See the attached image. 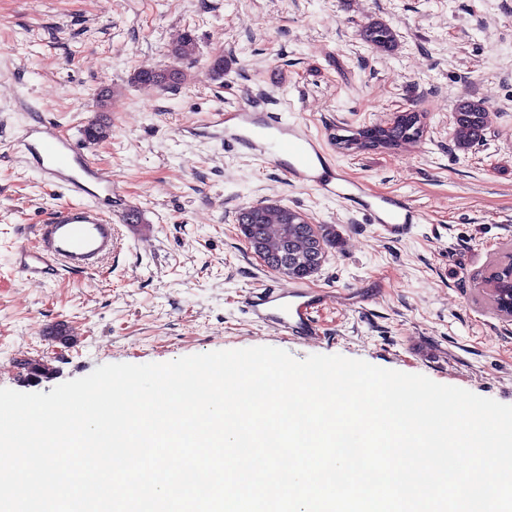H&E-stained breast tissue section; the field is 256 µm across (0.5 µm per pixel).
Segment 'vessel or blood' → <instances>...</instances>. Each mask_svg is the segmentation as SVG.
<instances>
[{"label": "vessel or blood", "mask_w": 512, "mask_h": 512, "mask_svg": "<svg viewBox=\"0 0 512 512\" xmlns=\"http://www.w3.org/2000/svg\"><path fill=\"white\" fill-rule=\"evenodd\" d=\"M208 125L226 147L260 161L289 182L350 204L371 223L382 225L391 239L408 237L424 221L407 197L369 192L363 183L337 169L327 148L306 126L282 121L262 104L246 103L228 112L215 110ZM15 148L32 169L71 198L36 225L35 245L17 247L16 267L38 280L58 268L70 273L94 270L111 254L117 238L111 175L44 118L25 128ZM329 300L328 294L313 292L304 282L295 281L285 288L269 284L247 292L244 304L255 324L306 341L320 339L323 329L318 314Z\"/></svg>", "instance_id": "obj_1"}]
</instances>
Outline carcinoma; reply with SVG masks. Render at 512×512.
<instances>
[{
    "label": "carcinoma",
    "instance_id": "1",
    "mask_svg": "<svg viewBox=\"0 0 512 512\" xmlns=\"http://www.w3.org/2000/svg\"><path fill=\"white\" fill-rule=\"evenodd\" d=\"M363 40L373 48L391 51L396 35L382 22H370L362 30ZM186 75L179 70H138L131 74V83L148 89L172 88L185 83ZM418 113L407 112L390 125H378L362 131V137L373 143L394 149L419 136L415 122ZM490 110L480 101L465 100L455 113L454 136L458 145L470 147L477 143L489 124ZM241 235L249 241L254 253L273 256L285 253L282 265L270 269L292 279L302 280L321 267L317 259H325L327 249L336 243L333 230L310 224L300 213L278 204H256L242 208L236 218Z\"/></svg>",
    "mask_w": 512,
    "mask_h": 512
}]
</instances>
